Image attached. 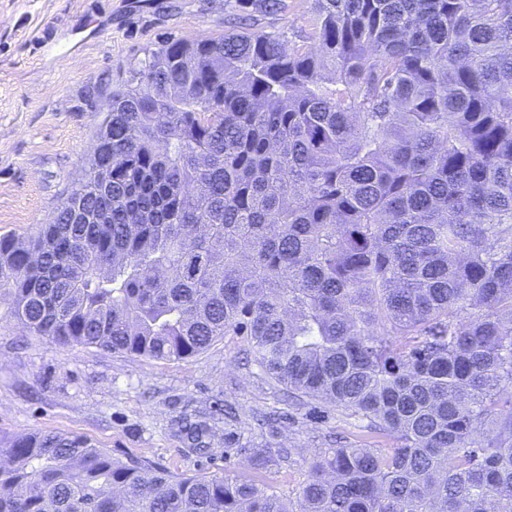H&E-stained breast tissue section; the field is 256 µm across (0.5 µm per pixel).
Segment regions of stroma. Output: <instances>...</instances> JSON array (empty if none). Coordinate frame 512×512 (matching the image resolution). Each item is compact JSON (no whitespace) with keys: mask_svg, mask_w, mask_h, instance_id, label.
Listing matches in <instances>:
<instances>
[{"mask_svg":"<svg viewBox=\"0 0 512 512\" xmlns=\"http://www.w3.org/2000/svg\"><path fill=\"white\" fill-rule=\"evenodd\" d=\"M240 0H0V236L34 234L93 152L106 99L169 39L215 38ZM317 0H282L256 29L289 47L315 45ZM54 42L38 47L45 30ZM0 298V441L55 430L112 456H143L173 472L247 475L296 499L313 456L330 439L363 441L361 420L330 411L290 421L288 394L260 370L242 336L182 361H157L28 333ZM231 412L193 452L180 416ZM291 449L288 464L259 465L258 448Z\"/></svg>","mask_w":512,"mask_h":512,"instance_id":"obj_1","label":"stroma"}]
</instances>
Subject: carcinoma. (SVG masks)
<instances>
[{
    "instance_id": "1",
    "label": "carcinoma",
    "mask_w": 512,
    "mask_h": 512,
    "mask_svg": "<svg viewBox=\"0 0 512 512\" xmlns=\"http://www.w3.org/2000/svg\"><path fill=\"white\" fill-rule=\"evenodd\" d=\"M315 28L305 52L248 29L150 52L83 181L0 237V292L65 345L180 361L244 336L397 447L326 449L292 502L24 433L0 512H512V0H319Z\"/></svg>"
}]
</instances>
